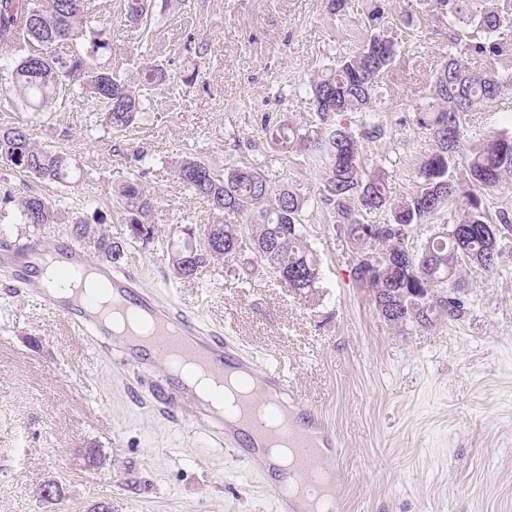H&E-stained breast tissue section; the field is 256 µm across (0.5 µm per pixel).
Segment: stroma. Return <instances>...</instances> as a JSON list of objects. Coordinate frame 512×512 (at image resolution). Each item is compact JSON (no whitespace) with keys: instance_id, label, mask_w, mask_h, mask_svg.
I'll return each instance as SVG.
<instances>
[{"instance_id":"1","label":"stroma","mask_w":512,"mask_h":512,"mask_svg":"<svg viewBox=\"0 0 512 512\" xmlns=\"http://www.w3.org/2000/svg\"><path fill=\"white\" fill-rule=\"evenodd\" d=\"M330 3L153 0L147 24L134 27L123 0H97L112 25L111 67L133 82L146 60L168 74L137 124L102 127L76 93L35 117L6 90L0 124H27L38 142L72 156L78 181L44 192L113 238L127 234L115 189L137 175L156 194V238L131 247L126 268L288 370L341 443L338 512H512V243L496 271L466 274L461 320L428 331L390 325L354 274L346 226L324 202L327 164L261 134L268 114L302 134L318 129L311 82L383 31L397 46L371 111L384 133L362 152L367 171L400 198L434 148L416 112L435 71L452 53L472 70L483 64L451 43L433 0H347L339 12ZM464 131L470 144L512 132V89L468 113ZM186 155L261 167L272 188L306 197L302 222L321 266L313 295L289 293L247 253L168 281V243L215 219L173 172ZM133 380L0 275V512H275L260 465L242 468L209 435L164 419L134 395ZM53 481L59 497L42 498Z\"/></svg>"}]
</instances>
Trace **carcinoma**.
<instances>
[{
	"instance_id": "carcinoma-1",
	"label": "carcinoma",
	"mask_w": 512,
	"mask_h": 512,
	"mask_svg": "<svg viewBox=\"0 0 512 512\" xmlns=\"http://www.w3.org/2000/svg\"><path fill=\"white\" fill-rule=\"evenodd\" d=\"M484 2L434 0V7L448 16L450 28L457 23L470 26L468 51L495 59L504 53L512 17ZM149 10L150 0H125V19L131 24L147 22ZM95 11V0H51L46 6L41 0H0V55L22 52L10 83L21 104L34 115L77 85L99 122L121 132L137 121L145 100L142 91L163 83L166 75L161 66H152L138 88L117 78L102 61L109 48L108 28L102 22L95 28L88 26ZM62 45L68 52L60 53ZM395 55L393 41L381 33L370 34L356 54L343 58L310 84L311 102L324 131L293 140L285 124L272 126L267 120L264 132L282 150L297 143L328 160L331 176L326 199L336 208L339 222L347 225L352 243L364 252L362 263L355 267L356 277L371 288L378 311L390 325L429 330L465 314V303H448V289L465 291L461 271L467 266L459 260L466 256L471 265L492 271L502 253V235L512 234V213L500 210L492 218L485 205V194L512 174V135L489 136L462 152L464 116L511 86L512 76L475 72L448 56L430 87L434 104L416 113L417 123L430 131L435 149L420 161L413 192L396 200L385 180L367 174L362 164L359 137L381 136L380 125L369 122L357 136L334 123L340 113L370 111L380 77ZM0 160L9 171L28 178L24 195L18 197L9 190L3 195L4 203L16 206L21 223L35 228L59 223V205L29 189V183H72L77 167L71 156L38 145L29 127L19 123L0 126ZM458 163L467 173L466 184L456 176ZM175 173L218 214L215 223L205 225L199 244L184 243L187 259L168 258L175 279H192L215 260L249 252L288 290L305 296L316 291L319 263L301 222L305 196L288 188L272 189L261 168L243 164L217 169L187 156L176 163ZM117 196L129 240L145 247L153 243L156 197L137 179L122 183ZM454 203L460 205V214L453 222L435 230L420 249L409 251L402 230L428 223ZM230 213L246 217V224L224 223V215ZM380 213L386 214L384 222H367V217ZM70 233L91 247L97 258L123 262L125 244L98 225L77 216L71 220ZM371 241L382 246L376 256L365 252Z\"/></svg>"
}]
</instances>
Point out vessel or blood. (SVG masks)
I'll use <instances>...</instances> for the list:
<instances>
[{
  "mask_svg": "<svg viewBox=\"0 0 512 512\" xmlns=\"http://www.w3.org/2000/svg\"><path fill=\"white\" fill-rule=\"evenodd\" d=\"M49 265L69 275L89 271L103 284L110 311H102L96 299L78 290L48 287L43 275ZM0 271L87 337L99 355L133 372L165 417L210 433L242 464L261 463L270 488L277 492L278 512H335L336 485L345 477L337 436L299 396L283 369L249 356L232 337L204 327L182 305L144 288L132 271L92 259L72 240L59 239L50 248L36 236L1 244ZM174 351L218 379L231 371L241 373L254 388L244 391L231 410H214L197 395L186 374L168 367ZM160 362L165 365L161 371L156 368ZM274 443L292 449L289 469L266 461Z\"/></svg>",
  "mask_w": 512,
  "mask_h": 512,
  "instance_id": "1",
  "label": "vessel or blood"
}]
</instances>
